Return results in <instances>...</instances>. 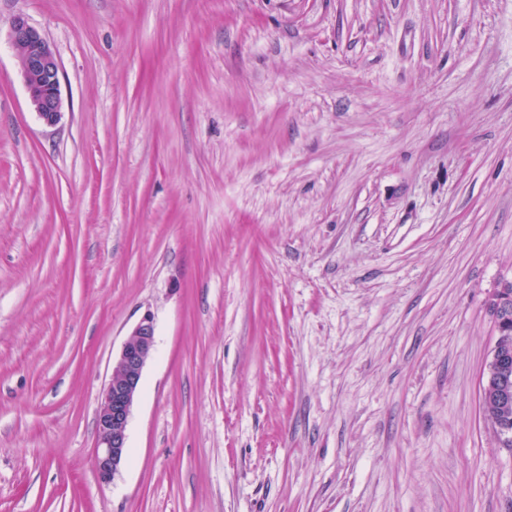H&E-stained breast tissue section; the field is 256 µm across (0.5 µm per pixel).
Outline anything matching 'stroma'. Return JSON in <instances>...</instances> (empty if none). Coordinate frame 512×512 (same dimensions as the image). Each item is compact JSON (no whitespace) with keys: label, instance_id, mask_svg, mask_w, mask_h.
<instances>
[{"label":"stroma","instance_id":"obj_1","mask_svg":"<svg viewBox=\"0 0 512 512\" xmlns=\"http://www.w3.org/2000/svg\"><path fill=\"white\" fill-rule=\"evenodd\" d=\"M506 281L512 0H0V512H512ZM10 37L20 49V70L31 105L47 125H55L60 112V66L48 41L18 15L10 26ZM511 288V284H506L497 288L493 295L497 339L481 388L482 403H487L492 412L488 421L500 436L512 432V347L501 341L503 335L512 334ZM112 361V377L104 387L96 414L94 469L100 482H109L128 452V426L143 371L155 350V324L145 313Z\"/></svg>","mask_w":512,"mask_h":512}]
</instances>
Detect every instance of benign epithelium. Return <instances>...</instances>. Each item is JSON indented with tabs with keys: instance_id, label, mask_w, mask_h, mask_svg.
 Masks as SVG:
<instances>
[{
	"instance_id": "obj_1",
	"label": "benign epithelium",
	"mask_w": 512,
	"mask_h": 512,
	"mask_svg": "<svg viewBox=\"0 0 512 512\" xmlns=\"http://www.w3.org/2000/svg\"><path fill=\"white\" fill-rule=\"evenodd\" d=\"M10 37L20 49V70L31 105L48 125L60 118V66L48 41L18 15ZM497 339L482 383V403L490 406L489 422L501 436L512 433V347L502 337L512 334V286L495 290L492 302ZM155 324L145 313L112 361V377L104 387L96 414L94 469L101 482L113 479L128 452V426L143 371L155 350Z\"/></svg>"
}]
</instances>
